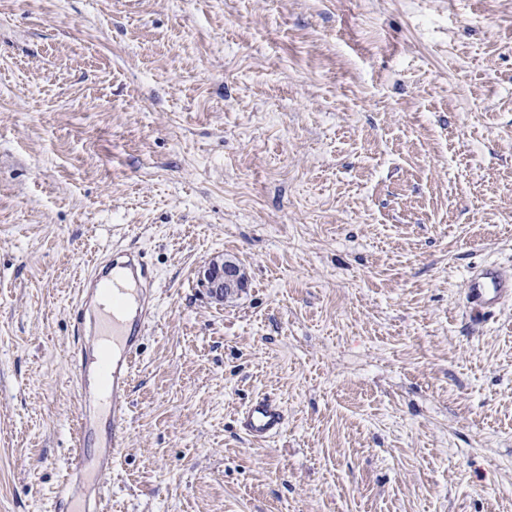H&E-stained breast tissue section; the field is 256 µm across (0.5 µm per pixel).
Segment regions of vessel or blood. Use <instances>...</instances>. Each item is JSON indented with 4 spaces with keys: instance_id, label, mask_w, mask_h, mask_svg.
Here are the masks:
<instances>
[{
    "instance_id": "1",
    "label": "vessel or blood",
    "mask_w": 512,
    "mask_h": 512,
    "mask_svg": "<svg viewBox=\"0 0 512 512\" xmlns=\"http://www.w3.org/2000/svg\"><path fill=\"white\" fill-rule=\"evenodd\" d=\"M79 295L74 312L77 332H84L86 312L92 306L100 314L98 336L112 340L111 349H99L97 355L81 348L74 356L71 381L82 403L79 433H92L104 422L109 435L96 456L78 448L68 457L71 482L57 494L53 512H100L102 479L111 473L128 436L125 394L140 355V338L157 311L154 278L139 254L116 251L108 262H95L81 281ZM465 297L472 318L482 317L512 300V276L496 266L484 267L469 276ZM241 424L249 437L263 441L282 431L285 413L279 404L261 397L244 410Z\"/></svg>"
}]
</instances>
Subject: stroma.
<instances>
[{"instance_id":"1","label":"stroma","mask_w":512,"mask_h":512,"mask_svg":"<svg viewBox=\"0 0 512 512\" xmlns=\"http://www.w3.org/2000/svg\"><path fill=\"white\" fill-rule=\"evenodd\" d=\"M120 249L159 318L103 512H512V301L464 300L512 272V0H0V512L63 485ZM240 266L230 260L211 262L199 273V285L216 301H224L225 288H239L244 282ZM465 293L471 317L478 319L512 300V276L497 266H486L469 276ZM242 428L256 441H264L280 433L285 424L283 408L273 400L261 397L242 413Z\"/></svg>"}]
</instances>
